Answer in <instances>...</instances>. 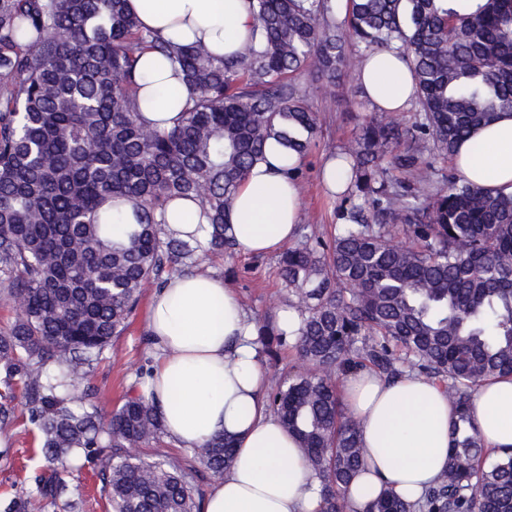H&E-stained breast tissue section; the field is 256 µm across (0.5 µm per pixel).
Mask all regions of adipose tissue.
<instances>
[{
    "instance_id": "obj_1",
    "label": "adipose tissue",
    "mask_w": 512,
    "mask_h": 512,
    "mask_svg": "<svg viewBox=\"0 0 512 512\" xmlns=\"http://www.w3.org/2000/svg\"><path fill=\"white\" fill-rule=\"evenodd\" d=\"M143 25L183 44L202 42L216 54L241 52L254 26L248 0H129ZM137 99L144 118L170 130L182 101H169L183 76L168 60L144 52L138 63ZM357 79L381 112L404 111L415 86L396 51L366 55ZM452 162L475 186L512 193V113L499 114L459 142ZM298 155L268 141L265 158L238 188L228 224L241 254L280 251L293 242L301 219ZM168 233L191 245L207 243L208 223L190 200L172 201ZM148 331L153 368L144 396L155 406L166 436L199 448L217 435L233 437L234 464L203 500L202 512H320V486L263 396L266 373L256 343L257 324L235 290L210 273L174 274L151 299ZM344 399L365 450L351 483V512H366L381 489L415 503L448 465V395L414 375L384 383L370 369L348 375ZM471 424L485 447H512V377L477 389Z\"/></svg>"
}]
</instances>
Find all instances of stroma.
<instances>
[{"instance_id": "1", "label": "stroma", "mask_w": 512, "mask_h": 512, "mask_svg": "<svg viewBox=\"0 0 512 512\" xmlns=\"http://www.w3.org/2000/svg\"><path fill=\"white\" fill-rule=\"evenodd\" d=\"M355 67H348L333 78L305 71L297 84L305 90L313 111L318 112L322 133L312 143L298 173L302 187V214L317 224L323 234L342 224L344 197L330 193L320 180L324 163L343 151L358 135L362 125L382 121L384 115L370 106L356 81ZM277 255H208L199 269L223 277L234 288L244 307L257 320L277 313L285 293L277 276ZM150 293H143L127 328L114 337L100 360L93 365L91 382L97 405L106 412L122 405L127 397L142 395L151 373L153 356L147 338L146 318ZM13 393L14 413L0 421V432L8 433V447H0V512L9 502L25 505V512H111L100 491L98 468L80 462L67 478L68 490L50 498L37 494V486L53 479L52 465L37 453V430L29 420L25 398L18 380L0 368V394Z\"/></svg>"}]
</instances>
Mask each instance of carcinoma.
<instances>
[{"instance_id": "1", "label": "carcinoma", "mask_w": 512, "mask_h": 512, "mask_svg": "<svg viewBox=\"0 0 512 512\" xmlns=\"http://www.w3.org/2000/svg\"><path fill=\"white\" fill-rule=\"evenodd\" d=\"M452 2L347 0L341 19L334 0H250L260 40L225 58L142 29L127 0H0V273L22 308L0 335V363L22 382L44 457L97 460L113 512H198L194 475H221L233 444L193 449L190 466L123 454L159 438L161 421L143 397L94 405L93 361L146 288L202 253H233L226 213L269 139L309 150L319 119L294 76L334 78L382 49L413 71L415 122L388 113L363 127L343 152L347 194L363 205L328 238L299 225L281 254L304 372L279 382L270 406L320 479L321 512H349L362 448L340 376L423 373L454 407L448 467L421 502L385 492L366 512H512V448L485 451L469 421L480 382L512 376V194L424 160L512 113V0ZM146 51L178 64L190 90L168 132L145 124L136 98ZM116 197L137 220L126 245L112 240ZM182 197L209 216L202 251L165 230ZM258 332L277 361L287 333L272 319Z\"/></svg>"}]
</instances>
